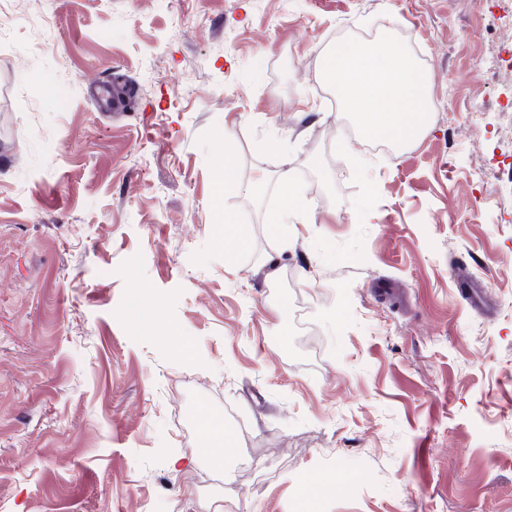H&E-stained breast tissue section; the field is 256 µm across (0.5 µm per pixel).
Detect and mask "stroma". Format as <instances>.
<instances>
[{"mask_svg": "<svg viewBox=\"0 0 512 512\" xmlns=\"http://www.w3.org/2000/svg\"><path fill=\"white\" fill-rule=\"evenodd\" d=\"M492 6L0 0V512H512V76L476 67L512 29L487 31ZM378 30L421 65L430 129L365 147L362 220L321 58ZM114 70L137 95L98 108L83 77ZM227 151L244 189L220 198ZM286 170L311 221L283 234ZM360 230L363 260L314 247ZM179 408L223 417L228 470Z\"/></svg>", "mask_w": 512, "mask_h": 512, "instance_id": "obj_1", "label": "stroma"}]
</instances>
